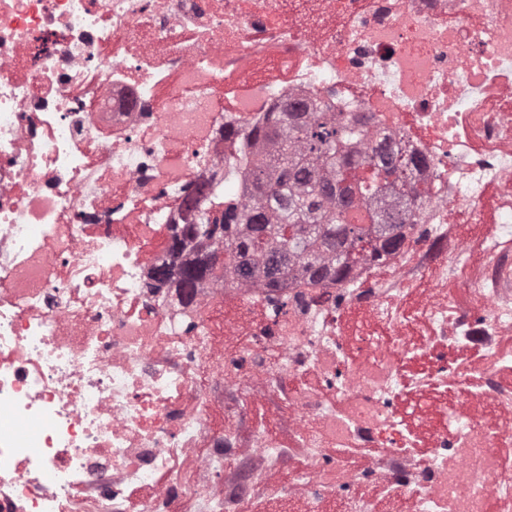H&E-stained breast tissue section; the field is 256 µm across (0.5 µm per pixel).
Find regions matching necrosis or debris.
I'll return each mask as SVG.
<instances>
[{"instance_id": "1", "label": "necrosis or debris", "mask_w": 512, "mask_h": 512, "mask_svg": "<svg viewBox=\"0 0 512 512\" xmlns=\"http://www.w3.org/2000/svg\"><path fill=\"white\" fill-rule=\"evenodd\" d=\"M291 100L432 160L399 252L147 287ZM461 224L512 236V0H0V512H255L272 468L297 512H512V258L456 282Z\"/></svg>"}]
</instances>
